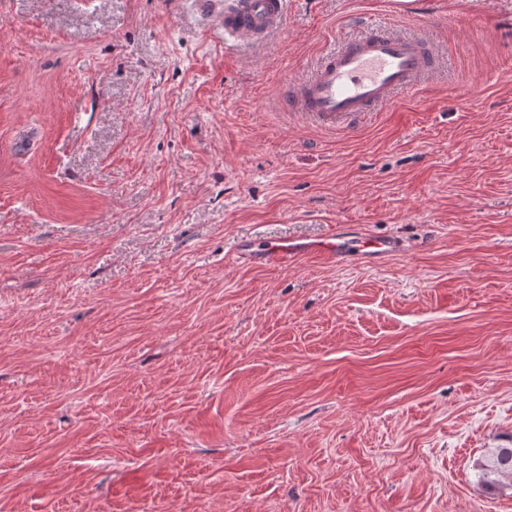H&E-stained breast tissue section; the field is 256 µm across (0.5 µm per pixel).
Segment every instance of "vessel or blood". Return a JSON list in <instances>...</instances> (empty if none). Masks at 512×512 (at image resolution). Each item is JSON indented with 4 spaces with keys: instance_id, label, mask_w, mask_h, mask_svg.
I'll return each mask as SVG.
<instances>
[{
    "instance_id": "vessel-or-blood-1",
    "label": "vessel or blood",
    "mask_w": 512,
    "mask_h": 512,
    "mask_svg": "<svg viewBox=\"0 0 512 512\" xmlns=\"http://www.w3.org/2000/svg\"><path fill=\"white\" fill-rule=\"evenodd\" d=\"M287 0H226L219 20L226 37L254 42L279 28ZM436 68L426 39L395 29H373L347 41L325 56L307 78L290 83L287 105L315 125L330 131L353 132L361 119L386 104L400 89L417 85ZM406 245L390 235L356 237L336 232L323 239L236 243L234 253L258 265L320 255L333 264L350 260L382 263Z\"/></svg>"
}]
</instances>
